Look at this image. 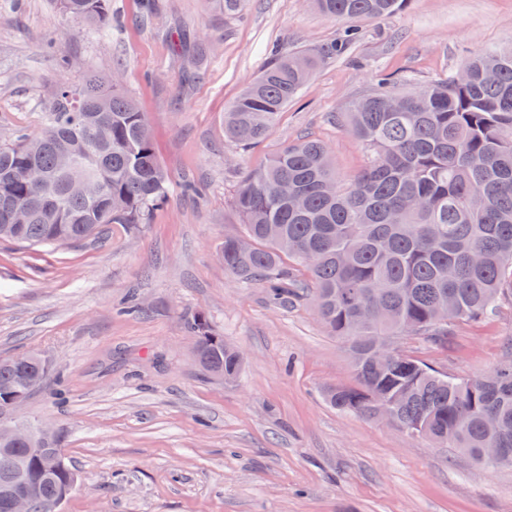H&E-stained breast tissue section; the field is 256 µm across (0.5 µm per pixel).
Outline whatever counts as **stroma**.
I'll list each match as a JSON object with an SVG mask.
<instances>
[{
	"label": "stroma",
	"instance_id": "1",
	"mask_svg": "<svg viewBox=\"0 0 512 512\" xmlns=\"http://www.w3.org/2000/svg\"><path fill=\"white\" fill-rule=\"evenodd\" d=\"M355 27L348 51L243 149L224 138L225 108L272 50L332 44L343 23L307 0H250L229 22L209 0H111L101 26L57 0H0V136L39 131L59 83L117 69L173 182L138 232L109 224L63 247L0 243V357L34 350L51 365L16 420L50 429L78 476L59 512H512V469L330 407L326 388L356 383L348 343L309 297L270 305L217 257L242 231L232 196L247 174L309 138L353 175L364 152L342 122L347 102L381 78L424 84L512 45V0H409ZM186 179L196 193L182 194ZM197 313L242 352L237 382L197 363L187 328ZM406 347L458 378L487 373L512 357V299L459 324L448 347Z\"/></svg>",
	"mask_w": 512,
	"mask_h": 512
}]
</instances>
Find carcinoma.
I'll list each match as a JSON object with an SVG mask.
<instances>
[{
  "mask_svg": "<svg viewBox=\"0 0 512 512\" xmlns=\"http://www.w3.org/2000/svg\"><path fill=\"white\" fill-rule=\"evenodd\" d=\"M109 2L59 6L97 25L109 18ZM212 2L236 19L248 0ZM312 3L327 17L358 21L384 20L408 0ZM334 54L326 46L272 55L224 111V137L241 147L264 139ZM43 112L39 133L0 141V240L60 247L107 224L137 230L148 223L171 179L120 72L61 84ZM345 115L365 149L362 169L340 178L316 139L277 151L232 197L244 231L224 237V269L281 303L292 293L288 262L303 267L318 315L349 342L358 380L327 389L331 407L368 417L388 412L405 432L477 461L483 448L512 451V362L464 383L399 346L387 364L373 359L386 336L446 347L459 324L484 321L512 295V46L479 51L424 85L403 77L352 101ZM444 296L457 307L447 323L437 308ZM188 327L199 365L235 381L242 367L224 336L200 313ZM49 372L40 360L1 358L0 414L9 412L13 392L31 394ZM75 479L67 464L47 470L28 441L0 440V512H11L15 489L33 494L32 512H57Z\"/></svg>",
  "mask_w": 512,
  "mask_h": 512,
  "instance_id": "1",
  "label": "carcinoma"
}]
</instances>
